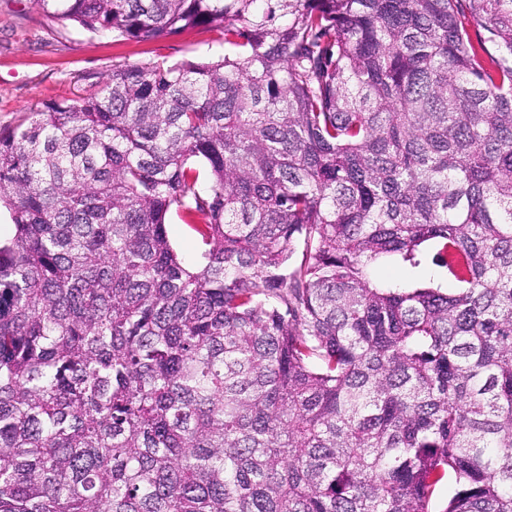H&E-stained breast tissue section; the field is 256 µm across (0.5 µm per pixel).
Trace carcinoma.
I'll list each match as a JSON object with an SVG mask.
<instances>
[{
	"instance_id": "obj_1",
	"label": "carcinoma",
	"mask_w": 512,
	"mask_h": 512,
	"mask_svg": "<svg viewBox=\"0 0 512 512\" xmlns=\"http://www.w3.org/2000/svg\"><path fill=\"white\" fill-rule=\"evenodd\" d=\"M36 2L224 55L0 132V512H512V0ZM168 233L176 252L187 262H195L200 255L201 245L194 232L173 216L169 221ZM375 276L381 283L397 282L403 285L411 282H422L429 279V273L427 271L408 273L388 262L377 267Z\"/></svg>"
}]
</instances>
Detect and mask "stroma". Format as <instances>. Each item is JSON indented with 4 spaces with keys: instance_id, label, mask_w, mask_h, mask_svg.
Instances as JSON below:
<instances>
[{
    "instance_id": "35a3bbf8",
    "label": "stroma",
    "mask_w": 512,
    "mask_h": 512,
    "mask_svg": "<svg viewBox=\"0 0 512 512\" xmlns=\"http://www.w3.org/2000/svg\"><path fill=\"white\" fill-rule=\"evenodd\" d=\"M223 53L214 32L186 29L156 42L121 40L57 20L35 0H0V130L22 123L36 107L89 94L116 66Z\"/></svg>"
}]
</instances>
